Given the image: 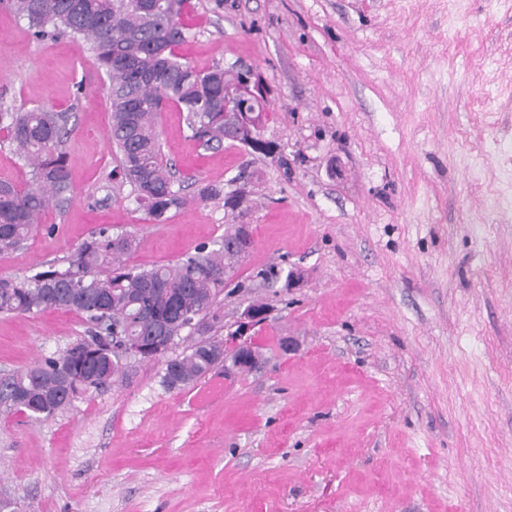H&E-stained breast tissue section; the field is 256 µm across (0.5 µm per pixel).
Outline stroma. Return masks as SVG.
Masks as SVG:
<instances>
[{
	"label": "stroma",
	"instance_id": "obj_1",
	"mask_svg": "<svg viewBox=\"0 0 512 512\" xmlns=\"http://www.w3.org/2000/svg\"><path fill=\"white\" fill-rule=\"evenodd\" d=\"M181 21L192 66L261 74L274 152L203 148L161 112L189 202L156 224L102 188L111 114L86 42L0 9V104L72 113L75 195L0 277L104 227L149 268L251 225L211 336L265 303L262 365L168 391L143 363L48 419L0 410V512H512V0H189ZM209 184L224 198L199 201ZM269 265L295 286L264 283ZM85 330L0 314V376Z\"/></svg>",
	"mask_w": 512,
	"mask_h": 512
}]
</instances>
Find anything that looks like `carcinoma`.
<instances>
[{"instance_id": "obj_1", "label": "carcinoma", "mask_w": 512, "mask_h": 512, "mask_svg": "<svg viewBox=\"0 0 512 512\" xmlns=\"http://www.w3.org/2000/svg\"><path fill=\"white\" fill-rule=\"evenodd\" d=\"M148 13L143 0H0L28 22L34 37L86 41L105 77L112 124L107 132L118 165L108 181L129 187L145 219L161 223L186 198L174 189L164 161L157 118L166 105L186 113L192 137L207 148L245 142L224 122V85L235 76L219 66L198 70L176 47L186 40L180 22L187 0H157ZM70 112L36 106L0 108V143L29 168L23 185L0 180V253L21 248L40 216L63 211L73 199L64 144L73 131ZM227 230L216 247H200L173 265L129 268L136 249L129 233L101 234L84 243L64 265L18 280L0 278V313L43 309L81 313L87 338L65 353L0 380V408L47 419L80 395L126 380L127 366L112 352V337L148 339L162 327L171 336L185 329L196 337L181 354L156 358L169 391L194 384L222 363L223 345L209 333L218 294L224 290Z\"/></svg>"}]
</instances>
